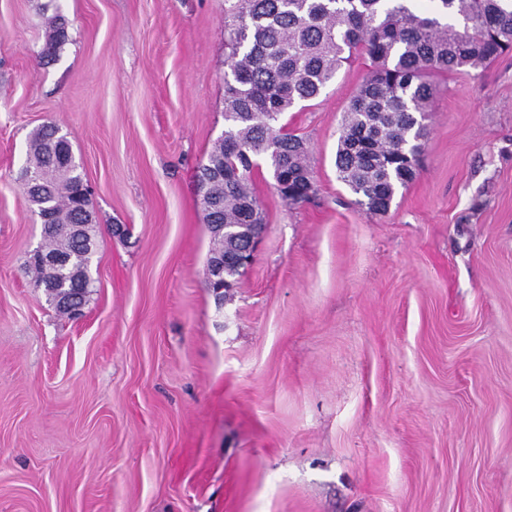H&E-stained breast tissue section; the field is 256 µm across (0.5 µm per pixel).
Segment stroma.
I'll list each match as a JSON object with an SVG mask.
<instances>
[{"label": "stroma", "mask_w": 512, "mask_h": 512, "mask_svg": "<svg viewBox=\"0 0 512 512\" xmlns=\"http://www.w3.org/2000/svg\"><path fill=\"white\" fill-rule=\"evenodd\" d=\"M224 60V0H0V512H512V51L434 77L383 215L336 178L344 64L285 116L315 197L255 173L265 229L218 295L196 174ZM48 123L94 190L74 318L27 266Z\"/></svg>", "instance_id": "stroma-1"}]
</instances>
